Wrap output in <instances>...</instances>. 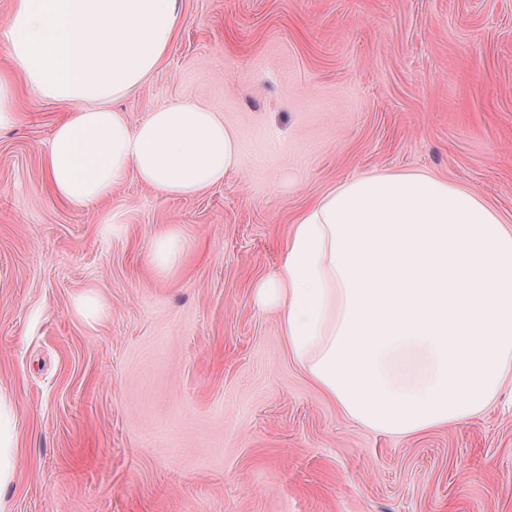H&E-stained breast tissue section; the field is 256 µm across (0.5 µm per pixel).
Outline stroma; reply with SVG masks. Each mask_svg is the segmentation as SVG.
Segmentation results:
<instances>
[{"instance_id":"1","label":"stroma","mask_w":512,"mask_h":512,"mask_svg":"<svg viewBox=\"0 0 512 512\" xmlns=\"http://www.w3.org/2000/svg\"><path fill=\"white\" fill-rule=\"evenodd\" d=\"M130 123L189 98L242 171L191 198L137 180L80 208L43 157L69 105L17 83L0 129V388L12 512H512V386L411 435L364 427L289 357L255 289L335 185L428 172L512 225V0H181ZM186 241L169 278L154 236ZM97 291L89 321L75 310ZM19 421L14 412L10 394L0 389V511L11 512L10 502L4 492L19 466L16 441Z\"/></svg>"}]
</instances>
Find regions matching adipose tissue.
Listing matches in <instances>:
<instances>
[{"instance_id": "adipose-tissue-1", "label": "adipose tissue", "mask_w": 512, "mask_h": 512, "mask_svg": "<svg viewBox=\"0 0 512 512\" xmlns=\"http://www.w3.org/2000/svg\"><path fill=\"white\" fill-rule=\"evenodd\" d=\"M178 0H16L0 75L72 105L44 158L53 193L91 206L133 178L193 196L241 171L235 130L189 99L130 124L109 103L136 91L178 30ZM283 343L362 425L408 435L484 410L512 376V227L473 192L425 173H368L294 221L277 273L256 290ZM19 421L0 389V512L19 466Z\"/></svg>"}]
</instances>
